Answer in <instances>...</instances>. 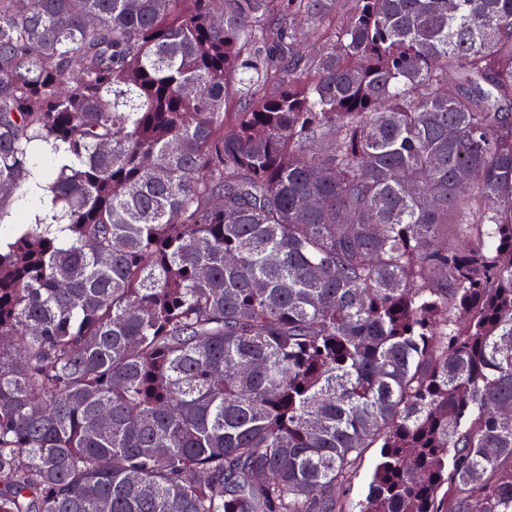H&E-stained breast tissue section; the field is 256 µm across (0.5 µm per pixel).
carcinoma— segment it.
I'll list each match as a JSON object with an SVG mask.
<instances>
[{"mask_svg": "<svg viewBox=\"0 0 512 512\" xmlns=\"http://www.w3.org/2000/svg\"><path fill=\"white\" fill-rule=\"evenodd\" d=\"M336 4L0 0V512H512V0ZM378 449L372 448L365 456L364 462L357 472L356 476L352 479L348 488V497L353 501H358L364 498L367 492L368 482L375 465L378 462Z\"/></svg>", "mask_w": 512, "mask_h": 512, "instance_id": "carcinoma-1", "label": "carcinoma"}]
</instances>
